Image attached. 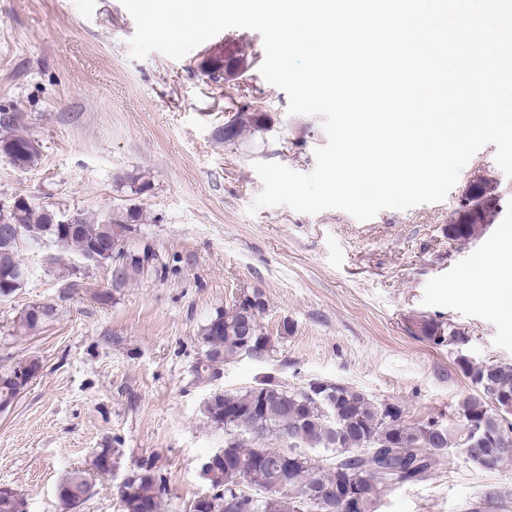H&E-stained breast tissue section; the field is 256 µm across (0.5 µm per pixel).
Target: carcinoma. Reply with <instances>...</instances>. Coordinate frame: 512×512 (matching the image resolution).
<instances>
[{
  "label": "carcinoma",
  "instance_id": "obj_1",
  "mask_svg": "<svg viewBox=\"0 0 512 512\" xmlns=\"http://www.w3.org/2000/svg\"><path fill=\"white\" fill-rule=\"evenodd\" d=\"M240 66V60L224 59L223 49L203 64L201 75L211 82L224 79V74ZM256 127L265 123L257 112L246 115L237 112L231 116L230 128L224 131V141L236 139L244 123ZM33 138L23 129L17 112L0 114V155L20 171L31 168L39 155ZM143 218L136 208L109 212L90 221L76 217V223H65L66 217L43 206L28 202L4 214L0 222V300L11 297L22 288L27 270L20 259V247L52 244L61 249H72L80 258L111 274V284L120 287L143 273L145 263L154 254L139 252L130 247ZM485 224L469 221L448 225V237L470 240ZM255 301L241 303L235 310H218L209 316L198 330L201 357L194 372L198 380L214 375V367L248 355L246 336H264L260 323L266 303L259 292ZM58 307L52 302H40L25 307L14 320V331L33 333L55 318ZM420 336L436 346L461 351L469 338L458 329H445L433 320H422ZM35 357H28L0 371V406H12L19 396L15 378L27 373ZM454 363L478 389L477 394L465 398L458 407V416L448 422L429 419L410 424L401 405L393 402L374 404L362 392L348 386H338L333 392L311 398L303 390H293L282 384L272 386L279 404L254 411L257 397L254 387L238 392H221L209 396L201 411L214 427L235 432L248 431L244 442L224 443V453L231 458L228 465L208 473L205 481L210 486L209 512H225L224 501L236 500L235 512H268L267 501L259 496H242L238 489L240 471L261 461L266 471V487L281 481L293 485L305 503L297 505L289 493L279 495L273 512H345L336 498L312 500L306 489L318 490L336 487L344 480L356 483L362 493L359 512H377L383 492L394 485L415 484L422 481L445 448L462 447L461 431L467 422L512 430L507 416L512 415V364H474L465 356L454 357ZM500 408H494V403ZM237 411L234 418L224 419V409ZM294 435L292 448L298 457L289 472L277 468L284 451L282 436ZM503 444L487 441L480 447L485 459L481 466L473 458L469 462L484 471H496L512 464V454L504 455ZM322 448L334 454L329 467L309 453ZM97 472L112 471L116 450L98 448ZM59 502L64 512H74L93 494V485L85 471L77 469L66 474L57 485ZM120 512H141L147 504L150 512H163V491L155 478L152 465L141 464L118 488ZM0 512H27V500L17 490H0Z\"/></svg>",
  "mask_w": 512,
  "mask_h": 512
}]
</instances>
